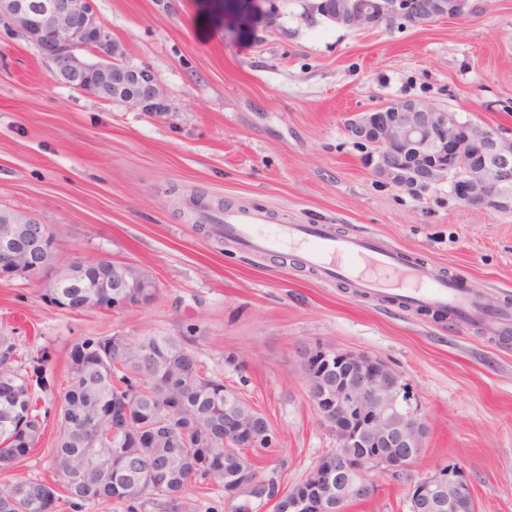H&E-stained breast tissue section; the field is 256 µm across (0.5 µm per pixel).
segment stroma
Returning a JSON list of instances; mask_svg holds the SVG:
<instances>
[{"mask_svg": "<svg viewBox=\"0 0 512 512\" xmlns=\"http://www.w3.org/2000/svg\"><path fill=\"white\" fill-rule=\"evenodd\" d=\"M130 65L150 69L169 110L104 103L57 83L39 49L0 22V209L36 215L65 251L137 264L155 300L58 309L31 282H0V336L19 358L89 335L195 334L199 360L262 413L278 442L263 474L298 483L333 447L307 397L301 349L363 352L399 371L429 428L410 473H373L347 512H409L412 479L461 463L479 512H512V339L360 295L301 257L243 252L197 223L190 199L264 211L273 224L376 236L512 308V213L463 205L443 183L418 194L376 178L345 121L413 100L512 130V0H469L422 26L357 29L311 0H93ZM50 414L36 448L0 469L56 482Z\"/></svg>", "mask_w": 512, "mask_h": 512, "instance_id": "stroma-1", "label": "stroma"}]
</instances>
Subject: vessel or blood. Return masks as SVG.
<instances>
[{
	"label": "vessel or blood",
	"mask_w": 512,
	"mask_h": 512,
	"mask_svg": "<svg viewBox=\"0 0 512 512\" xmlns=\"http://www.w3.org/2000/svg\"><path fill=\"white\" fill-rule=\"evenodd\" d=\"M217 234L261 254L300 249L326 279H347L359 293L397 296L415 307L444 311L463 323H481L492 337L512 335V312L492 314L460 282L433 274L371 236H339L328 225L269 224L257 213L225 210L213 217Z\"/></svg>",
	"instance_id": "vessel-or-blood-1"
}]
</instances>
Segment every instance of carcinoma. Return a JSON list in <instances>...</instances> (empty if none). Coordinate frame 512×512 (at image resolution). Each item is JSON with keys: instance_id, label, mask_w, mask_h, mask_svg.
Segmentation results:
<instances>
[{"instance_id": "cac0c4a2", "label": "carcinoma", "mask_w": 512, "mask_h": 512, "mask_svg": "<svg viewBox=\"0 0 512 512\" xmlns=\"http://www.w3.org/2000/svg\"><path fill=\"white\" fill-rule=\"evenodd\" d=\"M41 296L61 309L79 311L91 296L112 307V289L97 274H76ZM193 343L192 336H84L71 346L59 386L46 375V354L18 367L15 344L0 336V466L34 449L48 416L40 395H55L59 431L50 453L74 505L131 510L149 495L162 512H189L190 486L222 491L241 469L249 496L273 499L280 485L252 464L258 449L224 446V383L206 371ZM100 457L109 463L107 479L98 474ZM58 500L54 484L20 477L0 491V512H55Z\"/></svg>"}]
</instances>
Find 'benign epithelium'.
Returning a JSON list of instances; mask_svg holds the SVG:
<instances>
[{
	"label": "benign epithelium",
	"mask_w": 512,
	"mask_h": 512,
	"mask_svg": "<svg viewBox=\"0 0 512 512\" xmlns=\"http://www.w3.org/2000/svg\"><path fill=\"white\" fill-rule=\"evenodd\" d=\"M467 0H319L314 8L330 21L365 28L424 25L461 16ZM0 19L21 32L53 64L57 81L102 102L143 112L168 111L167 94L153 73L124 60L121 46L91 0H0ZM348 134L370 148L374 174L396 188L421 192L450 183L467 206L512 212V133L475 124L464 130L456 114L405 100L356 112ZM69 269L52 261L42 222L0 209V280L36 278L53 288ZM112 309L130 306L128 288H155L137 265H111ZM308 399L333 441L276 512H346L373 492L374 471L405 474L419 459L428 429L409 384L384 362L354 351L324 347L300 352ZM272 427L258 411L247 420L224 421V443L258 448ZM411 512H478L472 481L456 462L436 466L414 481Z\"/></svg>",
	"instance_id": "1"
}]
</instances>
